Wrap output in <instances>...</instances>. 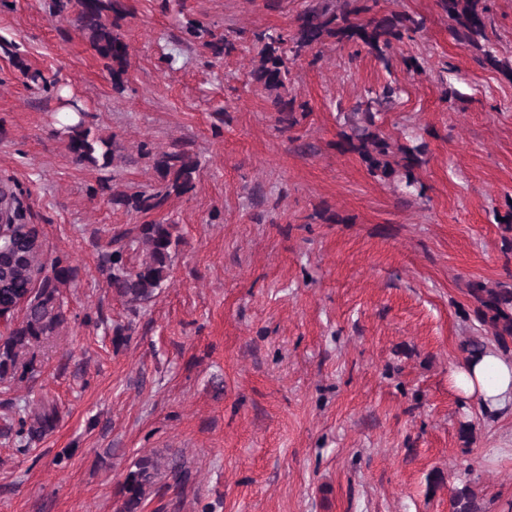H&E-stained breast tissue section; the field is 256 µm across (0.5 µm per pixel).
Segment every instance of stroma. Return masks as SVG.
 <instances>
[{
    "mask_svg": "<svg viewBox=\"0 0 512 512\" xmlns=\"http://www.w3.org/2000/svg\"><path fill=\"white\" fill-rule=\"evenodd\" d=\"M121 2L118 91L72 15L0 0V183L45 260L73 270L33 376L0 384V422L58 408L27 452L0 435V512H117L131 462L165 449L191 477L144 512H448L466 478L485 512H512V413L488 418L448 383L463 343L488 337L468 282H512V74L453 40L436 0H380L423 29L387 69L331 40L292 63L288 92L310 110L283 132L251 83L253 35L294 32L313 0ZM488 6V39L512 62V0ZM189 19L229 32L235 52L186 43ZM20 60L87 111L109 165L73 158L62 99L28 85ZM388 81L402 94L382 132L429 146L418 194L337 146L344 113ZM177 146L199 162L192 190L159 211L112 206L109 187H159L149 155ZM151 221L180 243L133 315L100 257L115 230Z\"/></svg>",
    "mask_w": 512,
    "mask_h": 512,
    "instance_id": "1",
    "label": "stroma"
}]
</instances>
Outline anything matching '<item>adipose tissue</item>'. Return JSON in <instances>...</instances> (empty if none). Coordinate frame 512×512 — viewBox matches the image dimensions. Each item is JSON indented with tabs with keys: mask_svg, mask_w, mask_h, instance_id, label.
<instances>
[{
	"mask_svg": "<svg viewBox=\"0 0 512 512\" xmlns=\"http://www.w3.org/2000/svg\"><path fill=\"white\" fill-rule=\"evenodd\" d=\"M449 383L488 412L512 411V357L495 349L452 366Z\"/></svg>",
	"mask_w": 512,
	"mask_h": 512,
	"instance_id": "adipose-tissue-1",
	"label": "adipose tissue"
}]
</instances>
